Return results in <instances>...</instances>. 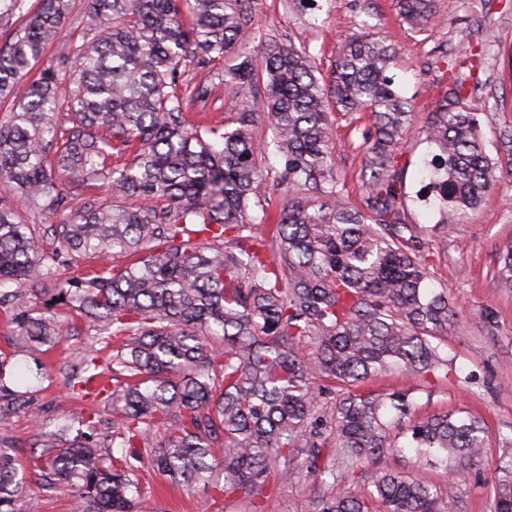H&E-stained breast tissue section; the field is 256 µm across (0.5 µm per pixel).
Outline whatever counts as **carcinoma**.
<instances>
[{
  "label": "carcinoma",
  "mask_w": 512,
  "mask_h": 512,
  "mask_svg": "<svg viewBox=\"0 0 512 512\" xmlns=\"http://www.w3.org/2000/svg\"><path fill=\"white\" fill-rule=\"evenodd\" d=\"M252 0H82V31L71 65L52 60L31 77L47 45L59 40L71 0H0V22L21 13L0 50V101L18 97L0 126V182L35 210L69 205L62 176L141 201L137 208L84 207L56 229L53 251L39 249L33 225L0 202V305L10 303L16 335L32 354L53 347L64 303L95 343L112 348L106 364L91 351L70 380L77 401L112 405V435L91 429L82 412L47 434L29 461L44 487L75 486L74 512H133L139 471L211 487V500L245 504L278 481L329 474L316 512H370L350 492L354 467L379 512H445L436 484L376 467L409 448L414 459L454 474L478 460L489 440L477 417L454 410L411 419L408 391L366 389L390 374L425 380L450 370L448 328L461 321L445 289H433L427 234H444L475 212L512 174V128L487 151L474 73L485 68L476 47L465 61L435 56L446 78L424 124L388 75L397 54L385 39L362 37L336 55L329 82L293 43L250 28ZM400 20L422 31L434 0H395ZM259 40L260 56L222 73L240 44ZM237 87L264 84L261 109L245 104L222 120L193 125L192 101L206 105L209 83L179 90L188 60ZM360 113L364 137L362 194L347 200L332 164L331 110ZM69 112L72 127H57ZM270 121L290 198L272 230L256 160L254 116ZM424 137L422 191L413 202L437 218L412 221L399 157L409 132ZM104 258L91 277H63L75 257ZM496 278L512 288V246ZM44 300L34 317L27 298ZM117 385L92 386L102 368ZM18 370L0 352V414L24 393L6 378ZM336 383L330 415L318 406L315 380ZM398 431L404 442L391 439ZM122 449L116 457L112 449ZM0 447V512L23 489L25 472ZM494 512H512V451L499 457Z\"/></svg>",
  "instance_id": "obj_1"
}]
</instances>
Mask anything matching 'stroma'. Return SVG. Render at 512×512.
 I'll list each match as a JSON object with an SVG mask.
<instances>
[{
	"instance_id": "1",
	"label": "stroma",
	"mask_w": 512,
	"mask_h": 512,
	"mask_svg": "<svg viewBox=\"0 0 512 512\" xmlns=\"http://www.w3.org/2000/svg\"><path fill=\"white\" fill-rule=\"evenodd\" d=\"M252 28L274 40L292 41L308 47L321 73H329L338 48L365 35L388 37L399 47L390 70L418 119H425L428 106L442 79L428 69L432 56L461 57L468 47L485 45L489 64L479 74L480 94L488 98L491 109L483 121L488 140H495L499 129L512 126V0H436L425 32L415 33L402 25L393 0H256ZM264 93L263 84L234 88L215 82L207 102V115L218 119L245 103H255ZM363 123L336 116L335 171L350 201H357L362 188L361 157ZM274 132L266 118L255 123L258 159L267 170L266 208L277 215L288 202L277 187L282 170L274 154ZM73 199L71 209L56 213L23 210L27 223L37 225L43 250L55 246L52 228L70 223L76 207L131 206L130 198L113 195L108 182L86 189L67 180ZM512 245V175L503 176L483 205L450 234L436 237L433 251L434 287H445L459 304L463 327L449 331L448 353L453 359L450 376L431 381H410L397 375L373 380L370 388L384 393L396 388L410 389L416 399L415 414L426 417L462 409L481 417L489 428L485 456L458 475L446 474L444 467L414 469L411 454L384 457L380 468L406 474L420 471L436 484L448 503V512H493L491 491L496 460L504 452L503 443L512 439V290L497 284L495 273L500 253ZM493 310L497 326L493 333L478 330L477 317ZM54 312L66 332L45 355L26 356L10 322L9 307H0V352L14 353L21 360L24 378L21 390L27 391L24 409L0 417V444L10 447L20 461H28L40 451L43 434L58 429L80 411L83 403L72 399L67 384L79 370V361L91 348L82 324L72 322L63 305ZM145 493L140 512H243L228 501L211 502L204 484L185 485L160 476L151 466L140 471ZM324 485L316 476H304L278 484L265 502V512H313ZM41 503L40 512H71L73 493L69 485L44 488L34 474H27L26 489L15 503V512H27L29 500Z\"/></svg>"
}]
</instances>
